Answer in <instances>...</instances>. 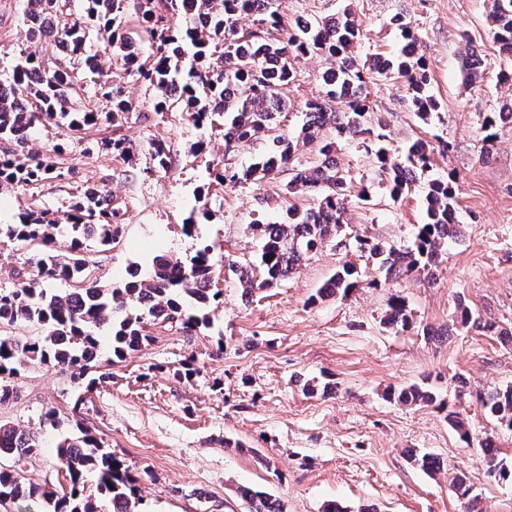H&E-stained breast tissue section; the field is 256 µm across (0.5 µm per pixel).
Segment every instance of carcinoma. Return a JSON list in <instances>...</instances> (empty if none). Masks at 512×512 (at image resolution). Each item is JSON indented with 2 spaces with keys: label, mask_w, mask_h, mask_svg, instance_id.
<instances>
[{
  "label": "carcinoma",
  "mask_w": 512,
  "mask_h": 512,
  "mask_svg": "<svg viewBox=\"0 0 512 512\" xmlns=\"http://www.w3.org/2000/svg\"><path fill=\"white\" fill-rule=\"evenodd\" d=\"M87 15L98 33L107 37L112 59L124 74L141 80L155 90L156 110L195 113L197 123L218 124L224 141L244 142L277 127L282 112L279 101L293 80L290 56L321 54L331 66L321 74L326 99L306 104V121L296 139L277 135L270 151L245 171L230 173L213 168L217 181L263 179L277 174L290 163L296 142L312 145L330 127L340 137L371 138L374 156L382 171L389 174L391 194L402 196L417 177L430 168L425 143L417 140L402 158H395L385 143V135L366 125L368 112L364 96L363 71L355 61L352 47L360 31L355 13L344 6L334 17L301 20L287 27L280 13L281 0H138L143 23L129 24L124 0H87ZM181 16L184 26L175 27L168 14ZM258 17L259 28L242 34L236 21L241 14ZM48 15L56 22L59 53L75 65L85 64L98 78L105 100L99 112H83L74 105L78 89L74 75L61 66L48 69L28 55L18 63L10 79L0 81V140L15 149L0 155V185H31L60 177L48 155L26 148L27 132L43 120L71 132L87 125L117 124L132 111L120 81L104 73L97 56L87 53V31L80 18L67 8V0H28L26 21L30 34L40 33L39 19ZM493 38L503 53L512 55V0H495L491 14ZM401 35L407 42L404 53L377 58L375 70L386 78L407 81L416 112L426 116L437 111L436 100L428 93L421 71L425 60L418 54L417 38L405 24ZM148 41L155 46V59L146 65L133 47ZM279 61L276 72L267 70L266 60ZM156 166L169 168L171 157L162 141L152 143ZM332 148L320 149V163L307 173L296 171L288 191L318 196L316 206L288 210V221L263 227L258 263L233 262L230 271L244 283L246 293L272 288L295 273L304 257L346 223L345 178L331 160ZM426 222L419 228L412 248L385 249L359 239V249L377 259L385 277L411 272L433 275L439 247L458 237L457 202L452 182L433 179L425 196ZM122 214L112 206L105 185L84 188L69 206L68 223L47 218L44 211L24 212L16 224H0V238L29 243L39 249L29 259L36 277L18 275L14 288L0 289V326L18 321L41 329L43 336L21 343L0 336V404L13 395L8 379L19 368L50 364L73 369L76 379L87 387L106 377H89L98 368L99 331L112 336V361L149 344L146 320L176 325L186 332L211 327V313L222 304L223 292L214 287L210 246H200L189 263L160 256L150 271L136 270L121 287L106 288L89 279L91 269L82 253L92 242L106 251L116 242ZM52 281L72 287L60 291L48 288ZM358 285V271L344 264L320 288L319 295H347ZM386 324L407 328L412 324L405 305L398 299L389 305ZM396 399L404 404L430 403L433 394L418 386L403 388ZM485 413L499 426L512 430V387L496 389L480 398ZM39 436L10 423L0 422V457L13 466H0V502L23 500L36 505V512H140L136 500L138 478L124 460L112 455L91 432L60 440L57 454L65 463L68 489L26 482L18 476L17 464L38 454ZM482 461L500 477L512 479V471L497 462L498 448L487 438L481 444ZM465 512H477V498L465 474L453 478ZM249 512H284L282 504L263 492L240 489Z\"/></svg>",
  "instance_id": "1"
}]
</instances>
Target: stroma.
Returning a JSON list of instances; mask_svg holds the SVG:
<instances>
[{
    "instance_id": "1",
    "label": "stroma",
    "mask_w": 512,
    "mask_h": 512,
    "mask_svg": "<svg viewBox=\"0 0 512 512\" xmlns=\"http://www.w3.org/2000/svg\"><path fill=\"white\" fill-rule=\"evenodd\" d=\"M347 4L360 29L358 64L396 54L399 24L417 35L437 112L418 117L407 83L368 70V119L393 154L425 142L433 166L395 198L359 140L326 131L323 140L347 181L349 222L276 287L245 296L226 264L255 261L262 226L282 222L289 207L313 206L315 196L289 193L287 171L224 184L212 171L217 163L245 169L265 153L267 136L225 144L223 131L197 126L193 113L155 112L151 91L129 77L123 86L134 110L122 123L30 130V147L51 154L62 175L0 185V224L15 223L28 208L65 221L78 191L107 185L123 224L110 250L85 251L98 281L121 286L134 269L148 271L156 255L183 261L204 243L218 259L212 278L223 302L203 333L149 325L153 343L121 362H112L111 338L101 336L107 377L92 387L58 366L32 365L13 377L14 396L0 404V421L36 432L44 444L23 478L56 483L63 466L56 444L82 427L132 471H150L139 484L142 512H247L243 487L280 500L286 512H323L332 501L347 512H461L452 484L461 473L483 512H512V481L479 460L488 436L512 459V432L499 429L478 402L480 394L512 386V122L498 124L493 146L483 141L487 117L512 107V81L501 78L512 74V56L492 38L494 0H281L280 12L288 23L334 15ZM26 8L27 0H0L1 79L23 52L49 68L58 63L53 44L29 35ZM475 53L483 77L472 83L462 63ZM291 63L296 77L277 130L292 136L306 102L325 96L319 75L328 62L302 55ZM113 140L126 152L106 149ZM154 140L169 149L167 170L154 165ZM448 176L460 234L442 246L435 280L415 273L385 280L357 238L412 246L429 178ZM192 215L188 233L183 226ZM346 263L359 271L360 286L345 297H318ZM395 297L413 319L409 329L385 323ZM465 308L473 317L467 325ZM187 362L195 373L184 378ZM413 385L431 389L435 402L393 399ZM50 410L58 426L44 423ZM452 411L464 418L469 441L449 424ZM415 453L437 457L439 471L420 469Z\"/></svg>"
}]
</instances>
